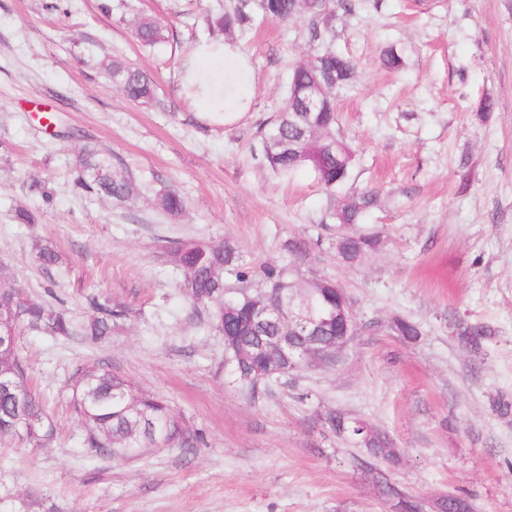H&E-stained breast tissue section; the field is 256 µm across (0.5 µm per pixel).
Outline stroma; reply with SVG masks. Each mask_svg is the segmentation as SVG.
<instances>
[{"mask_svg":"<svg viewBox=\"0 0 512 512\" xmlns=\"http://www.w3.org/2000/svg\"><path fill=\"white\" fill-rule=\"evenodd\" d=\"M217 0H0V286L53 288L74 318L101 293L138 316L109 342L20 336L56 435L45 446L0 443V512H390L357 449L324 437L316 414L336 408L386 431L405 454L391 478L432 499L464 490L476 512H512V0H384L337 19L334 49L357 64L337 96L341 132L358 156L357 187L380 189L367 218L376 252L353 265L316 246L327 193L306 170L282 178L256 153L259 122L278 112L291 66L309 53L305 22L261 21L225 67L251 71L242 109L201 112L181 87L192 25ZM161 23L166 43L142 47L133 24ZM394 47L400 69L383 67ZM147 71L164 109L129 101L102 64ZM495 102L479 109L481 99ZM92 144L128 171L139 194L118 207L73 190ZM55 193L33 224L23 184ZM186 210L157 209L160 188ZM311 242L314 265L354 302L357 334L328 367H309L264 399H243L224 340L193 314L166 241L233 239L254 264L281 260L282 239ZM47 238L67 263L31 262ZM456 313L496 330L482 359L458 346ZM419 323L417 343L389 328ZM106 363L166 399L205 442L192 454L152 448L114 460L83 446L68 407L79 367ZM23 187L28 194L36 197L38 207H36L35 210L37 212L40 209V204L42 205L43 209L52 206L54 201V192L48 186L47 181L39 175H30L24 183ZM35 212L32 209L18 210L16 211L15 219L19 224H33L37 219Z\"/></svg>","mask_w":512,"mask_h":512,"instance_id":"stroma-1","label":"stroma"}]
</instances>
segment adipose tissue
<instances>
[{"mask_svg":"<svg viewBox=\"0 0 512 512\" xmlns=\"http://www.w3.org/2000/svg\"><path fill=\"white\" fill-rule=\"evenodd\" d=\"M230 49L221 43H201L192 51L182 73V86L194 92V98L205 112H220L224 108H238L242 98V87L238 84L221 85L213 83L206 71L200 68L203 60L220 59Z\"/></svg>","mask_w":512,"mask_h":512,"instance_id":"1","label":"adipose tissue"}]
</instances>
